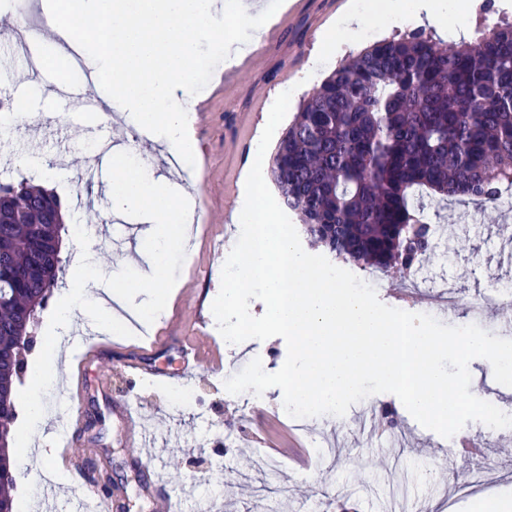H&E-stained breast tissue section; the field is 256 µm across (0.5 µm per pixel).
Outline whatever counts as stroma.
<instances>
[{
    "instance_id": "obj_1",
    "label": "stroma",
    "mask_w": 512,
    "mask_h": 512,
    "mask_svg": "<svg viewBox=\"0 0 512 512\" xmlns=\"http://www.w3.org/2000/svg\"><path fill=\"white\" fill-rule=\"evenodd\" d=\"M348 0H302L289 17L278 19L280 33L265 55L224 84L226 57L245 53L252 41L255 14L226 15L224 44L214 50L202 42L199 53L208 57L210 78L195 85V100L205 114L196 120L199 161L195 169L193 200L199 224L192 251L176 252L166 262V273L182 284L167 317L153 327L168 342L152 356L157 374L134 377L129 359L138 355L134 336L116 337L86 368V387L71 397L63 382L80 351L69 347L59 365L60 383L42 399L54 404L67 400L83 418L74 438L86 451V471L110 479L118 512H151L148 476L135 449L125 441L112 419V396L127 395L155 438L166 463L162 475L181 512H393L394 488H401L411 512H424L429 503L449 505L451 512H472L478 501L512 497V432L489 434L486 426L470 423L483 454L452 450L448 439L422 427L393 394L383 393L350 407L347 416L323 415L294 422L282 411L283 393L272 387L262 396L229 394L224 381L258 358L266 372L278 371L287 348L284 340H248L246 345H225L215 333L212 303L221 287L224 250L235 230L241 183L257 155L261 127L276 97L293 88L292 104L312 93L336 66L326 56L323 33L343 13ZM502 21H512V0H471L469 38ZM0 63L13 78V99L26 100L30 122L0 152V162L22 164L38 156L54 162L61 175L56 194H63L69 179L79 177L94 161L95 142L84 127V116L56 93V72L37 68L34 60L11 44L0 47ZM112 179L104 166L95 183L84 184L81 207L66 206L68 219L91 218L84 243L94 257L100 297H109L113 279L121 275L122 261L132 259L141 273L151 271L156 257L144 246L140 232L143 214L114 213L105 185ZM436 247L414 277L401 279L379 271L360 269L352 262L342 267L374 287L379 300L395 308L429 313L430 288L455 289L462 305L439 313L440 322L456 326L470 322L465 303L493 288L512 286V200L496 208L472 203H449L431 209ZM194 337L198 344L222 359L223 372L202 364L188 378L177 375L180 342ZM112 382L104 393L99 382ZM396 410L401 438L359 421L362 407ZM230 439L231 449L217 455L214 445ZM274 461L267 470L265 461ZM483 468L485 488L463 493L472 469ZM235 471L225 480V471Z\"/></svg>"
}]
</instances>
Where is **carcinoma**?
I'll return each mask as SVG.
<instances>
[{
	"label": "carcinoma",
	"instance_id": "obj_1",
	"mask_svg": "<svg viewBox=\"0 0 512 512\" xmlns=\"http://www.w3.org/2000/svg\"><path fill=\"white\" fill-rule=\"evenodd\" d=\"M306 237L404 275L433 248L425 210L493 206L512 185V24L446 45L420 31L364 47L303 97L268 166ZM61 199L0 185V438L16 415L13 360L27 311L62 269Z\"/></svg>",
	"mask_w": 512,
	"mask_h": 512
}]
</instances>
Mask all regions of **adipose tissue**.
Instances as JSON below:
<instances>
[{
	"mask_svg": "<svg viewBox=\"0 0 512 512\" xmlns=\"http://www.w3.org/2000/svg\"><path fill=\"white\" fill-rule=\"evenodd\" d=\"M44 15L65 46L49 57V65L69 68L82 58L93 74L109 83L108 105L146 132L178 164L198 154L195 115L186 99L191 93L200 41L224 38L219 22L228 13L243 14L244 0H40ZM393 24L428 22L440 33L462 31L466 25L456 0H371L349 10L334 34L324 40L327 55L343 54L357 39L367 13ZM116 212L138 210L149 216L147 240L157 254L183 241L191 219L186 191L175 190L155 173L151 157L128 159L116 153L113 178L106 188ZM94 277L85 245H78L68 288L48 321L47 343L25 394L24 433L42 431L47 417L40 395L57 382L61 344L76 314L94 311L113 335L126 333V323L114 317L102 299L91 296Z\"/></svg>",
	"mask_w": 512,
	"mask_h": 512,
	"instance_id": "1",
	"label": "adipose tissue"
}]
</instances>
